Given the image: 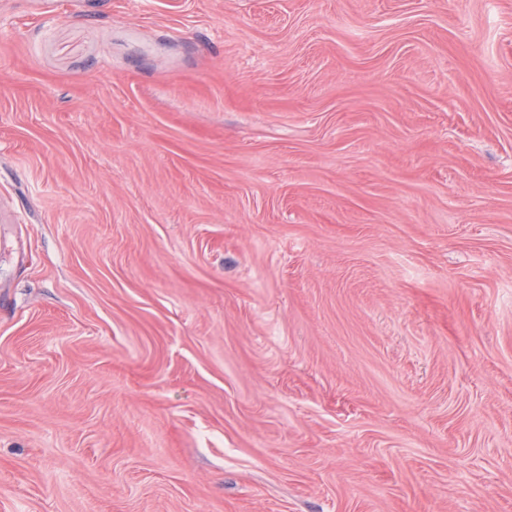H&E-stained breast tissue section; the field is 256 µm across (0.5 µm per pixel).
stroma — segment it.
Here are the masks:
<instances>
[{"mask_svg": "<svg viewBox=\"0 0 512 512\" xmlns=\"http://www.w3.org/2000/svg\"><path fill=\"white\" fill-rule=\"evenodd\" d=\"M0 512H512V0H0Z\"/></svg>", "mask_w": 512, "mask_h": 512, "instance_id": "35a3bbf8", "label": "stroma"}]
</instances>
